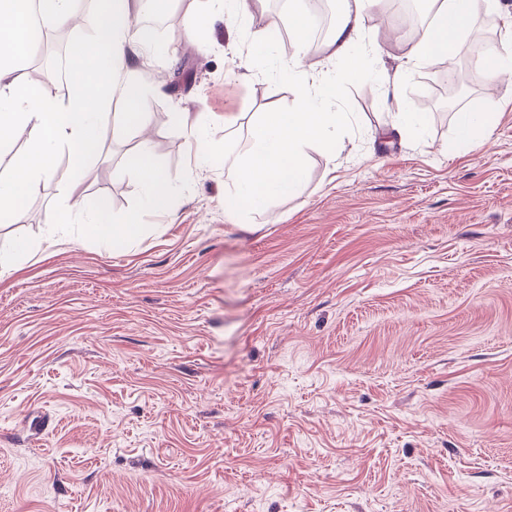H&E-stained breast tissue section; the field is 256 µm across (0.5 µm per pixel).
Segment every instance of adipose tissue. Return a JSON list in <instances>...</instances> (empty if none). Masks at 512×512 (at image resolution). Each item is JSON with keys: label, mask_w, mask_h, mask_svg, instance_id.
<instances>
[{"label": "adipose tissue", "mask_w": 512, "mask_h": 512, "mask_svg": "<svg viewBox=\"0 0 512 512\" xmlns=\"http://www.w3.org/2000/svg\"><path fill=\"white\" fill-rule=\"evenodd\" d=\"M95 34L77 43L67 62L63 96L52 95L44 86L23 80L18 73L32 49L35 19L68 25L75 17L74 0H0V223L15 224L22 218L19 197L37 193L53 172L59 155H67L76 179L60 190L62 199L53 222L59 233L72 225L82 227L85 236L95 238L109 249L118 250L143 232L137 215L115 223L108 207L80 192L78 181L86 177L99 157L102 121L113 101L124 105L121 125L143 128L150 122V91L136 76L129 58L137 47H154L155 40L142 23L143 10L158 11L171 0H140L133 8L130 0H93ZM204 12L189 17L186 36L201 41L208 26L225 13L251 15L252 0H205ZM369 0H341L330 40L326 62H342L340 78L308 66L310 22L297 18L287 56L280 73L294 85L296 104L288 112H270L254 128L248 157L225 153L213 158L196 128L188 133L195 144L200 164L218 162L232 191L225 198L226 211L238 205L252 207L277 196L295 195L301 186L308 151H336V130L340 113L332 110L331 97L338 82L357 78L369 50L362 41ZM430 16L411 40L409 60L430 62L442 59L454 64L476 32L474 0H426ZM408 70L407 62L394 69H381L378 80L389 94L387 105L395 132L406 130L414 115L408 102L397 92ZM497 115L472 106L459 113L452 150L479 146L489 141ZM27 131L22 151L13 145L19 131ZM126 170L135 173L144 188L143 204L155 211L171 206L173 187L167 172L153 160L148 148L129 154Z\"/></svg>", "instance_id": "obj_1"}]
</instances>
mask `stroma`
Here are the masks:
<instances>
[{
    "mask_svg": "<svg viewBox=\"0 0 512 512\" xmlns=\"http://www.w3.org/2000/svg\"><path fill=\"white\" fill-rule=\"evenodd\" d=\"M382 2L364 33L391 68L410 44L383 25L405 0ZM199 7L173 0L157 50L133 54L150 128L104 119L82 181L143 235L51 242L64 159L0 223V245L28 247L0 276V512H512V79L433 114L431 67L411 63L420 135L390 131L382 91L339 85L335 160L308 152L298 195L229 214L181 117L244 155L295 93L253 55L279 0L201 44ZM474 104L498 113L493 137L448 153ZM145 142L176 190L166 214L122 169Z\"/></svg>",
    "mask_w": 512,
    "mask_h": 512,
    "instance_id": "1",
    "label": "stroma"
}]
</instances>
